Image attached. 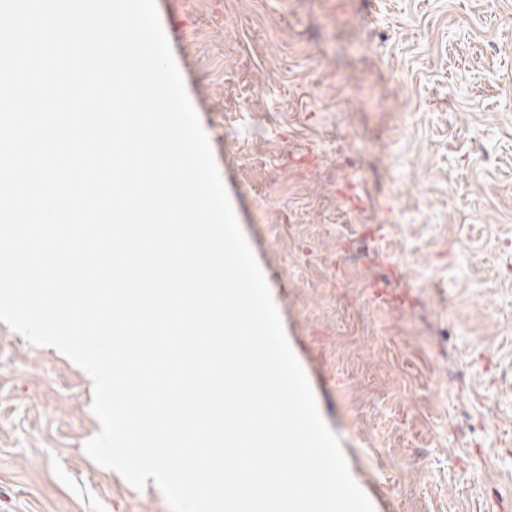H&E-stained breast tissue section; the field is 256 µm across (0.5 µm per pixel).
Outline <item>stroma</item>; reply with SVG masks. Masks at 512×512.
Masks as SVG:
<instances>
[{"label": "stroma", "instance_id": "obj_1", "mask_svg": "<svg viewBox=\"0 0 512 512\" xmlns=\"http://www.w3.org/2000/svg\"><path fill=\"white\" fill-rule=\"evenodd\" d=\"M155 3L374 512H512V0ZM93 400L0 322V512H170L89 457Z\"/></svg>", "mask_w": 512, "mask_h": 512}]
</instances>
